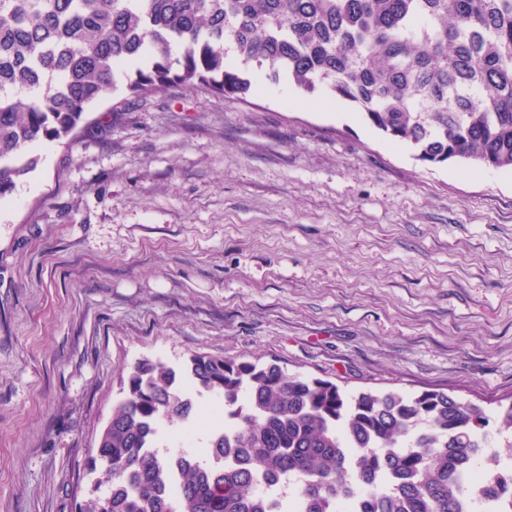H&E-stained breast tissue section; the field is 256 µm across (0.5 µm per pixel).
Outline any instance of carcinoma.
<instances>
[{"mask_svg":"<svg viewBox=\"0 0 512 512\" xmlns=\"http://www.w3.org/2000/svg\"><path fill=\"white\" fill-rule=\"evenodd\" d=\"M256 73L352 104L423 163L512 170V0H0V200L37 163L23 152L73 142L121 78L136 97H242ZM120 386L77 512H500L475 459L512 448V404L349 393L206 353L177 370L142 357ZM189 388L224 427L175 468L157 441L190 418Z\"/></svg>","mask_w":512,"mask_h":512,"instance_id":"1","label":"carcinoma"}]
</instances>
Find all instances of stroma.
<instances>
[{"label": "stroma", "mask_w": 512, "mask_h": 512, "mask_svg": "<svg viewBox=\"0 0 512 512\" xmlns=\"http://www.w3.org/2000/svg\"><path fill=\"white\" fill-rule=\"evenodd\" d=\"M0 206V512H74L130 364L275 362L512 404V171L426 165L353 106L119 91Z\"/></svg>", "instance_id": "35a3bbf8"}]
</instances>
